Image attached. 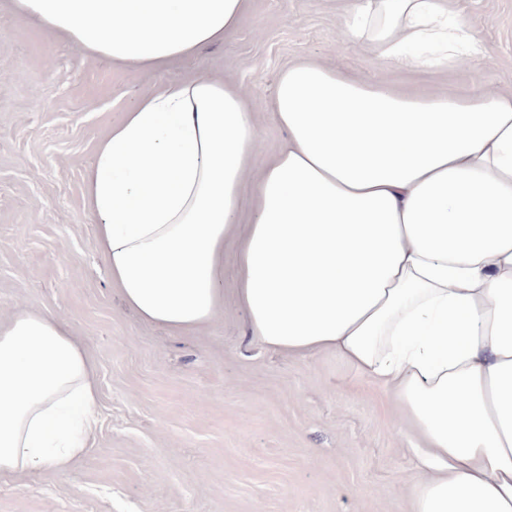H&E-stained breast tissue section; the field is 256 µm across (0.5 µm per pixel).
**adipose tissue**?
<instances>
[{
	"instance_id": "1",
	"label": "adipose tissue",
	"mask_w": 512,
	"mask_h": 512,
	"mask_svg": "<svg viewBox=\"0 0 512 512\" xmlns=\"http://www.w3.org/2000/svg\"><path fill=\"white\" fill-rule=\"evenodd\" d=\"M90 55L162 68L223 42L245 0H12ZM343 37L376 61L474 66L489 48L448 0H347ZM269 111L288 140L252 170L253 108L223 80L175 81L112 126L83 206L126 305L180 331L237 294L270 350L336 352L419 437L415 512H512V90L412 94L299 60ZM255 218L238 230L244 188ZM98 386L66 322H0V479L68 472L98 428Z\"/></svg>"
}]
</instances>
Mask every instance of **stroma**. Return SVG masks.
<instances>
[{
  "label": "stroma",
  "mask_w": 512,
  "mask_h": 512,
  "mask_svg": "<svg viewBox=\"0 0 512 512\" xmlns=\"http://www.w3.org/2000/svg\"><path fill=\"white\" fill-rule=\"evenodd\" d=\"M491 50L422 72L344 42L336 0H248L224 42L163 69L89 55L0 0V320L51 312L96 366L98 432L66 474L0 482V512H413L423 470L388 397L332 351H269L236 297L224 247L215 318L188 332L140 320L112 284L82 205L99 140L142 96L187 77L237 84L255 108L253 167L288 137L268 107L289 64L317 60L410 92L512 89V0H454Z\"/></svg>",
  "instance_id": "stroma-1"
}]
</instances>
